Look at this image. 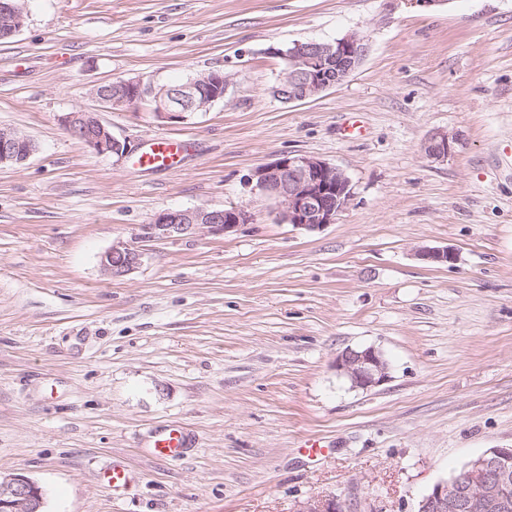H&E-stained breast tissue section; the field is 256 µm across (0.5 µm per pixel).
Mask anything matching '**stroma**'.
Segmentation results:
<instances>
[{
  "label": "stroma",
  "instance_id": "35a3bbf8",
  "mask_svg": "<svg viewBox=\"0 0 512 512\" xmlns=\"http://www.w3.org/2000/svg\"><path fill=\"white\" fill-rule=\"evenodd\" d=\"M0 42V127L34 154L0 167V473L44 512H417L439 482L512 446V0H27ZM366 39L340 85L285 103L297 43ZM218 71L223 101L181 120L102 108L115 79L175 85ZM99 112L132 154L100 155L58 122ZM443 130L447 159L424 142ZM189 140L174 171L135 155ZM342 169L333 224L281 222L246 177L284 154ZM241 207L252 221L139 239L164 210ZM137 246L121 278L101 255ZM451 247L453 265L418 257ZM389 377L353 387L343 350ZM195 436L176 460L151 435ZM316 448H309V441ZM128 472L118 491L103 481ZM336 369L361 389L379 386L388 378V362L373 347L345 350L336 358Z\"/></svg>",
  "mask_w": 512,
  "mask_h": 512
}]
</instances>
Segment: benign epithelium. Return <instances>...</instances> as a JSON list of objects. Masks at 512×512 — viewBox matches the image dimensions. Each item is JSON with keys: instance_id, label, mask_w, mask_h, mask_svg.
<instances>
[{"instance_id": "obj_1", "label": "benign epithelium", "mask_w": 512, "mask_h": 512, "mask_svg": "<svg viewBox=\"0 0 512 512\" xmlns=\"http://www.w3.org/2000/svg\"><path fill=\"white\" fill-rule=\"evenodd\" d=\"M26 0H7L0 4V35H12L25 23ZM369 45L363 36L353 33L332 42L298 43L283 53L286 68L274 95L284 102L316 97L347 77L362 63ZM229 78L220 72L202 73L176 86H154L142 79H117L100 85L95 97L112 109H121L148 101L153 112L168 120L203 111L224 98ZM61 124L99 154L126 157L127 144L117 139L112 128L95 112L78 110L59 116ZM29 137L0 128V166L21 165L35 152ZM424 152L433 159H446L451 152L448 133H432L424 143ZM246 181L253 190L273 198L280 220L307 232L334 223L351 199L350 181L340 168L313 156L284 155L256 167ZM251 223V215L242 208H202L166 210L153 223L141 227L145 239L187 236L205 226L224 234L239 224ZM419 257L432 265L452 264L457 253L451 247H430ZM142 253L130 245H115L101 256V266L111 277H122L140 263ZM336 369L353 386L368 389L388 378V362L373 348L347 349L336 358ZM512 483V448H493L470 462L448 480L436 484L418 504L417 512H512V500L504 487ZM43 504L41 488L21 473L0 475V512H38ZM296 512H341L336 499L308 500Z\"/></svg>"}]
</instances>
